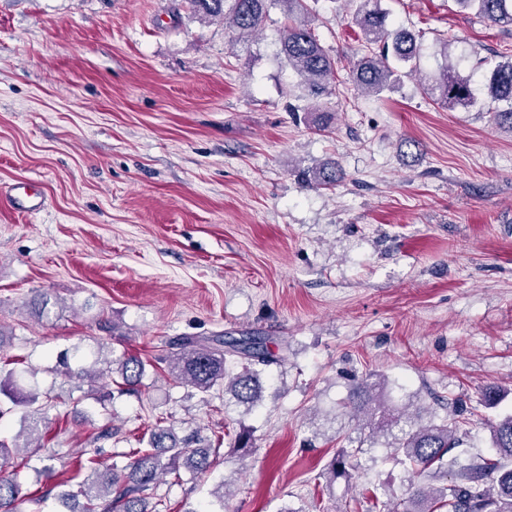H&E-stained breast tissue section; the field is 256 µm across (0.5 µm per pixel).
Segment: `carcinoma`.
Here are the masks:
<instances>
[{"mask_svg":"<svg viewBox=\"0 0 512 512\" xmlns=\"http://www.w3.org/2000/svg\"><path fill=\"white\" fill-rule=\"evenodd\" d=\"M286 6L289 23L280 39L288 67L304 81L309 95L319 98L329 94L330 79L334 77L335 62L320 44L314 31L302 19L308 11L307 0H190L195 11L224 20L228 33L235 38L258 31L273 3ZM465 10H473L491 26H512V0H455ZM369 51L353 63L351 78L362 93L379 95L396 89L402 78L415 70L421 56V43L411 30L388 23V16L378 6V0H359L355 12ZM431 94L445 107L468 105L474 102L469 84L448 64L431 85ZM487 95L493 102H503L507 108L494 112V119L512 126V55L499 61L490 71ZM336 163L325 164L308 176V182L319 187H332L338 181ZM171 351L163 355L169 380L207 393L224 387L228 402L253 410L261 401V374L266 368L284 362V357L270 349L267 338L258 334L224 340L221 336L199 338L182 336L170 343ZM109 376H117L116 386L121 394L137 391L146 373V364L138 356L124 353L107 361ZM70 377L81 382L93 381L103 372L81 365L72 369L63 361ZM25 376L14 368L0 379V390L12 406L0 407V418L22 406V428L27 430L24 443L14 437V443L0 440V468L10 463L9 448H29L39 439V427L45 422V409L54 397L37 386L23 391L17 388ZM346 407L356 418L367 421L372 432L391 436L387 458L411 473V482L404 509L388 498L373 494L380 512H512V413L487 423L491 432L493 453L460 460L448 456L451 449L463 443L468 434V409L458 405L440 422L423 424L405 411L387 384L372 380L367 374L353 379ZM223 438L214 440L199 435L180 437L173 428L155 425L150 430L148 449L132 448L124 457L129 463L104 471L93 470L92 477L83 481L78 493L64 491L58 501L66 512H162L168 508L162 499L148 510L146 492L156 488L163 475L173 473L181 479L180 469L198 478L210 469V453L218 452ZM362 447L343 448L328 464L333 479L347 475L359 465ZM451 476L450 482L433 486L429 480L438 475ZM20 485L13 475L0 474V508L19 500ZM84 503L77 501V496Z\"/></svg>","mask_w":512,"mask_h":512,"instance_id":"1","label":"carcinoma"}]
</instances>
